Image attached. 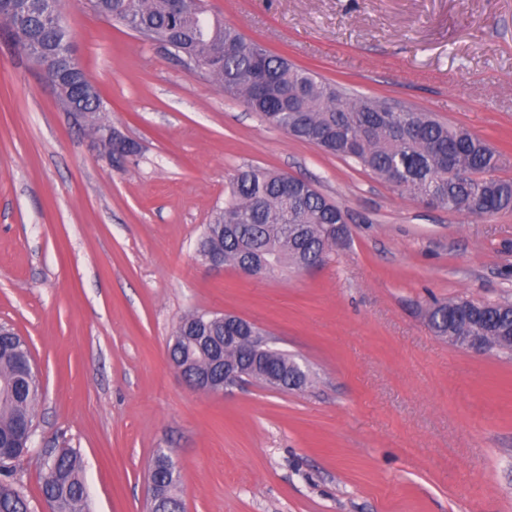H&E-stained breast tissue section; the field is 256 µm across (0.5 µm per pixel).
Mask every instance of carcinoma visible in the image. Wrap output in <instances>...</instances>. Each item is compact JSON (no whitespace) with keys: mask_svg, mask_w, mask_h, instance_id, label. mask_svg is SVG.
Returning <instances> with one entry per match:
<instances>
[{"mask_svg":"<svg viewBox=\"0 0 512 512\" xmlns=\"http://www.w3.org/2000/svg\"><path fill=\"white\" fill-rule=\"evenodd\" d=\"M94 14L187 52L201 62L202 76L225 94L259 113L270 125L321 151L349 159L362 169L424 204L450 213L491 216L512 212V178L498 172L508 156L461 127L439 121L428 112L397 109L386 102L326 80L311 70L250 40L211 8L208 0H86ZM0 19L19 50L38 61L49 83L61 75L60 52L73 39L58 25L44 0H7ZM86 112L103 111V100L85 71L78 73ZM344 211L307 182L261 167H242L228 186L224 207L216 210L197 243L198 257H224L233 268L250 265L273 274L284 268L307 269L323 264L344 235ZM440 336L485 329L494 335L512 328V305L468 299L437 303L428 311ZM228 315L186 314L172 336L169 356L183 362L213 358L201 336L225 335ZM246 374L273 389L301 388L293 359L271 347L257 354L249 340L231 352ZM27 343L13 330L0 335V512H30L28 496L13 479V463L27 451L20 428L34 423L39 401L31 386L19 384L20 368L31 364ZM150 479L160 495L148 504L152 512L184 510L177 495L179 471L167 470L155 456ZM83 465L69 448L45 461L40 493L51 512H89L83 495Z\"/></svg>","mask_w":512,"mask_h":512,"instance_id":"1","label":"carcinoma"}]
</instances>
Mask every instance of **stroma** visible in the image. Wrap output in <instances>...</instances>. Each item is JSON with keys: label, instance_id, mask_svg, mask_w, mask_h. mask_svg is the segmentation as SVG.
<instances>
[{"label": "stroma", "instance_id": "35a3bbf8", "mask_svg": "<svg viewBox=\"0 0 512 512\" xmlns=\"http://www.w3.org/2000/svg\"><path fill=\"white\" fill-rule=\"evenodd\" d=\"M321 77L464 127L512 157V0H211ZM103 122L140 154L113 167L0 29V323L42 382L14 479L31 512L42 452L83 461L92 512H145L157 449L185 512H512V353L431 329L436 300L512 303V213L427 207L296 140L158 45L64 0ZM310 182L344 210L326 262L212 270L196 244L238 168ZM230 313L305 366L286 393L191 388L169 338Z\"/></svg>", "mask_w": 512, "mask_h": 512}]
</instances>
